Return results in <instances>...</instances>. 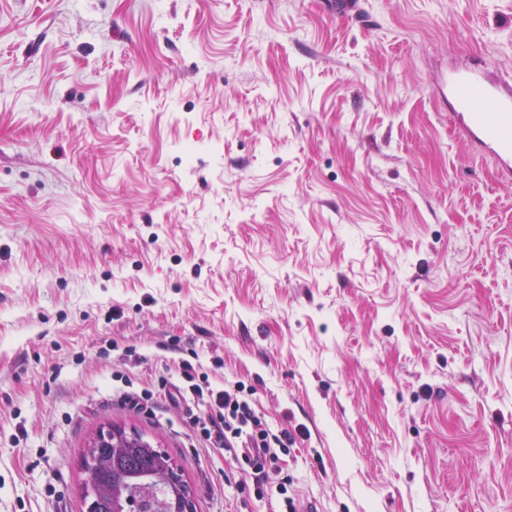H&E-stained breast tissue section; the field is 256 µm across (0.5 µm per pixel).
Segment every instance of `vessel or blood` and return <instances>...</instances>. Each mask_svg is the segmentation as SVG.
Listing matches in <instances>:
<instances>
[{"mask_svg": "<svg viewBox=\"0 0 512 512\" xmlns=\"http://www.w3.org/2000/svg\"><path fill=\"white\" fill-rule=\"evenodd\" d=\"M459 120L457 133L512 176V80H488L476 64L449 73L442 88Z\"/></svg>", "mask_w": 512, "mask_h": 512, "instance_id": "obj_1", "label": "vessel or blood"}]
</instances>
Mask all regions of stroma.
I'll use <instances>...</instances> for the list:
<instances>
[{
    "mask_svg": "<svg viewBox=\"0 0 512 512\" xmlns=\"http://www.w3.org/2000/svg\"><path fill=\"white\" fill-rule=\"evenodd\" d=\"M476 61L512 0H0V512H86L110 427L279 512L130 400L182 359L318 512H512V181L437 92Z\"/></svg>",
    "mask_w": 512,
    "mask_h": 512,
    "instance_id": "stroma-1",
    "label": "stroma"
}]
</instances>
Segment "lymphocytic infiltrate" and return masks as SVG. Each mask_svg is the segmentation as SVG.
I'll use <instances>...</instances> for the list:
<instances>
[{
    "mask_svg": "<svg viewBox=\"0 0 512 512\" xmlns=\"http://www.w3.org/2000/svg\"><path fill=\"white\" fill-rule=\"evenodd\" d=\"M178 368L184 396L199 407L191 417L196 435L242 462L254 489L262 490L278 471L280 455L294 444V436L273 433L240 391L212 385L208 374L190 361H179Z\"/></svg>",
    "mask_w": 512,
    "mask_h": 512,
    "instance_id": "1",
    "label": "lymphocytic infiltrate"
}]
</instances>
